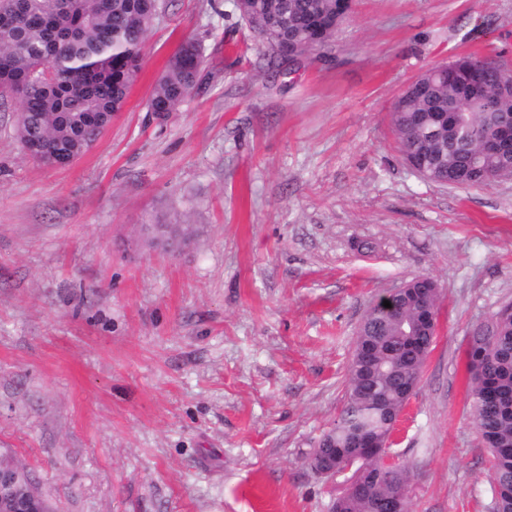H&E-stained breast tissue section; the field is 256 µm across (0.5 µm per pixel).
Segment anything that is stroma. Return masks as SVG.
Listing matches in <instances>:
<instances>
[{
	"label": "stroma",
	"mask_w": 512,
	"mask_h": 512,
	"mask_svg": "<svg viewBox=\"0 0 512 512\" xmlns=\"http://www.w3.org/2000/svg\"><path fill=\"white\" fill-rule=\"evenodd\" d=\"M166 3L124 108L69 166L38 164L0 98V453L56 512H330L347 476L308 456L360 324L427 277L438 333L391 453L410 512H493L464 350L512 305V180L423 181L390 113L457 56L512 67V0H353L292 62L233 0ZM189 38L198 88L148 111Z\"/></svg>",
	"instance_id": "stroma-1"
}]
</instances>
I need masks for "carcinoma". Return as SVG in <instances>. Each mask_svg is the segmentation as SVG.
<instances>
[{"instance_id":"carcinoma-1","label":"carcinoma","mask_w":512,"mask_h":512,"mask_svg":"<svg viewBox=\"0 0 512 512\" xmlns=\"http://www.w3.org/2000/svg\"><path fill=\"white\" fill-rule=\"evenodd\" d=\"M165 0H0V93L15 98L22 121L17 135L24 147L47 157L87 151L121 111L141 70L149 28L164 12ZM332 0H246L235 5L242 20L282 59L308 48H321L334 36L329 27ZM200 45L188 40L170 58L157 80L150 112H174L197 83ZM414 112H457L463 125L448 127L444 138L418 139L409 119ZM512 116V96L496 87L489 73L484 94L472 99L452 85L427 87L401 99L391 122L404 153L425 151L439 161L433 183L448 170L471 174V183L486 186L504 178L502 160L484 156L472 171L474 156L492 121ZM422 314L409 297L391 309H370L362 320L355 347L369 345L374 370H365L352 355L346 404L311 455L336 454L337 470L349 458L353 437L364 432L383 441L405 402L403 388L418 386L422 365L434 337L417 329L403 335V325ZM465 350L472 408L479 434L493 457L494 488L500 490L495 512H512V311H500L471 336ZM370 471L336 512H381L380 504L399 499L409 509V470L383 468L371 460L356 461Z\"/></svg>"}]
</instances>
